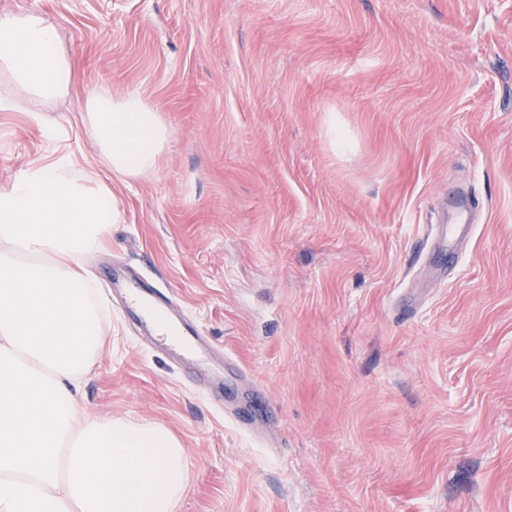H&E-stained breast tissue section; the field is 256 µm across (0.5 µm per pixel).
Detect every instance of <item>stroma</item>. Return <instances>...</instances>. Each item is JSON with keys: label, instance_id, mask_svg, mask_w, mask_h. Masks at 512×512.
Instances as JSON below:
<instances>
[{"label": "stroma", "instance_id": "stroma-1", "mask_svg": "<svg viewBox=\"0 0 512 512\" xmlns=\"http://www.w3.org/2000/svg\"><path fill=\"white\" fill-rule=\"evenodd\" d=\"M0 11L40 13L76 69L45 111L0 110V186L60 156L108 181L121 220L87 264L109 315L78 402L180 440L176 512H512V0ZM92 92L157 110L149 174L111 177ZM462 190L483 208L443 271L414 245ZM116 255L223 346V406L113 310Z\"/></svg>", "mask_w": 512, "mask_h": 512}]
</instances>
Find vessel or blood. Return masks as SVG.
I'll use <instances>...</instances> for the list:
<instances>
[{"instance_id": "1", "label": "vessel or blood", "mask_w": 512, "mask_h": 512, "mask_svg": "<svg viewBox=\"0 0 512 512\" xmlns=\"http://www.w3.org/2000/svg\"><path fill=\"white\" fill-rule=\"evenodd\" d=\"M477 206V199H464L454 223L435 225L436 239L452 236L457 242L466 241L472 231V217ZM112 284L120 300V312L151 324V343L181 369L190 372L197 385H208L209 366L220 349L184 309L175 308L173 293L120 264L112 267ZM162 314L174 317L179 325L178 332L165 333L156 328L155 322Z\"/></svg>"}]
</instances>
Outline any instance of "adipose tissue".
Segmentation results:
<instances>
[{
	"instance_id": "ef3b65f1",
	"label": "adipose tissue",
	"mask_w": 512,
	"mask_h": 512,
	"mask_svg": "<svg viewBox=\"0 0 512 512\" xmlns=\"http://www.w3.org/2000/svg\"><path fill=\"white\" fill-rule=\"evenodd\" d=\"M0 76L16 90L15 95L0 97L4 110L38 112L68 91L70 55L57 29L41 14H0ZM86 120L105 164L122 179L150 171L168 136L157 112L133 94H90Z\"/></svg>"
}]
</instances>
